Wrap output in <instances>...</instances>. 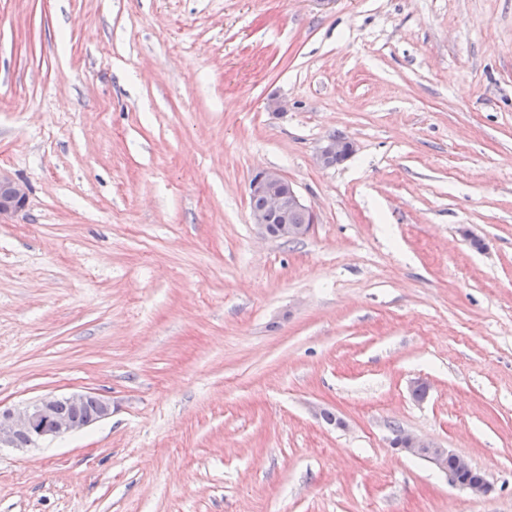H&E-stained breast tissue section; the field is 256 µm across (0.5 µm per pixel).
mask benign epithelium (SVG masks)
Wrapping results in <instances>:
<instances>
[{
  "instance_id": "7a95c632",
  "label": "benign epithelium",
  "mask_w": 512,
  "mask_h": 512,
  "mask_svg": "<svg viewBox=\"0 0 512 512\" xmlns=\"http://www.w3.org/2000/svg\"><path fill=\"white\" fill-rule=\"evenodd\" d=\"M354 153V144L345 135H330L318 146L316 164L335 167ZM249 193L264 198L265 206L251 213L252 223L265 238L302 239L310 234L318 221L316 212L300 196L293 183L275 169L256 171L249 182ZM27 192L20 182L0 169V218L22 211ZM92 398L84 392L65 397L47 395L21 408L0 406V447L36 446L39 442L80 431L90 425L82 408ZM65 405L69 412L59 407ZM392 447L407 456L427 461L448 476V483L473 496L487 494L490 483L470 462L449 448L410 432H402L392 440Z\"/></svg>"
}]
</instances>
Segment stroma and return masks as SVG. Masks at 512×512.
<instances>
[{
	"label": "stroma",
	"mask_w": 512,
	"mask_h": 512,
	"mask_svg": "<svg viewBox=\"0 0 512 512\" xmlns=\"http://www.w3.org/2000/svg\"><path fill=\"white\" fill-rule=\"evenodd\" d=\"M0 168V404L112 405L0 512H512V0H0ZM354 153V144L345 135H329L318 146L316 164L322 168L335 167L346 161ZM27 203V192L20 182L0 169V222L2 217L13 216L22 211ZM249 193L257 194L249 196L250 209L254 211L251 212L252 223L265 238H284L285 241L302 239L317 224L316 212L303 201L293 183L278 170L256 171L249 182ZM271 215L280 218L275 232L269 225L268 217ZM392 447L407 456L427 461L448 476V483L451 486L464 489L473 496L485 495L491 489L489 481L481 471L449 448H442L430 440L405 431L395 435ZM466 473H469L468 477L464 476Z\"/></svg>",
	"instance_id": "1"
}]
</instances>
